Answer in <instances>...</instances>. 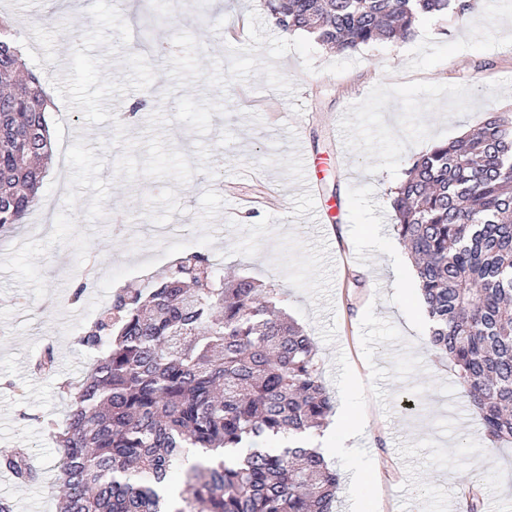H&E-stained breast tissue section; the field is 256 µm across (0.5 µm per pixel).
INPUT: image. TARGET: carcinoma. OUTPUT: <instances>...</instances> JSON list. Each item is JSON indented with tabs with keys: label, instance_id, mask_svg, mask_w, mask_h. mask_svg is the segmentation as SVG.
Instances as JSON below:
<instances>
[{
	"label": "carcinoma",
	"instance_id": "carcinoma-1",
	"mask_svg": "<svg viewBox=\"0 0 512 512\" xmlns=\"http://www.w3.org/2000/svg\"><path fill=\"white\" fill-rule=\"evenodd\" d=\"M275 25L340 53L408 38L479 0H266ZM0 231L38 204L52 155L48 99L0 21ZM393 229L414 260L432 351L493 442H512V118L417 157L392 191ZM95 354L75 387L62 448V512H332L339 476L313 448L258 444L323 425L331 397L314 340L274 290L228 280L200 252L150 287L116 291L79 337ZM215 458L186 463L185 449ZM0 468L37 473L20 449ZM179 490L169 493L168 480Z\"/></svg>",
	"mask_w": 512,
	"mask_h": 512
}]
</instances>
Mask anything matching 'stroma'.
Masks as SVG:
<instances>
[{"mask_svg":"<svg viewBox=\"0 0 512 512\" xmlns=\"http://www.w3.org/2000/svg\"><path fill=\"white\" fill-rule=\"evenodd\" d=\"M482 2L421 21L403 42L339 53L282 32L251 0H72L50 14L0 0L55 104L40 193L54 225L0 233V454L27 449L37 471L23 484L0 469V499L58 512L62 451L45 425L66 420L64 387L93 362L82 329L116 289L198 251L276 289L313 338L333 406L352 398L368 421L355 447L393 512L417 501L448 512L470 477L486 512H512V443L485 441L450 363L427 350L428 321L411 316L413 273L394 280L377 251L395 236L389 191L412 160L512 108V0ZM157 11L160 58L137 37L140 16ZM243 19L248 39H228ZM284 112L309 117L326 233L297 190ZM236 196L260 206L220 222ZM49 348L45 374L34 364Z\"/></svg>","mask_w":512,"mask_h":512,"instance_id":"stroma-1","label":"stroma"}]
</instances>
